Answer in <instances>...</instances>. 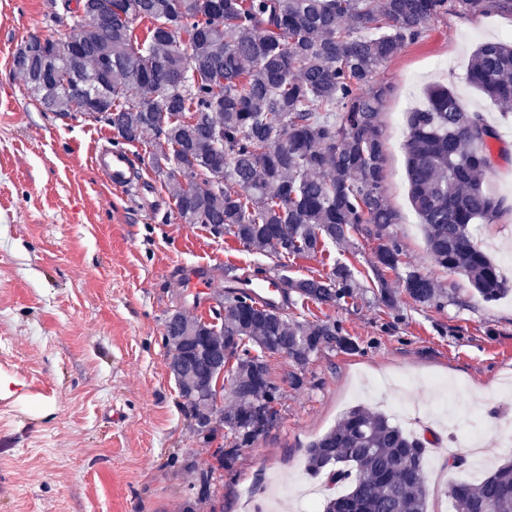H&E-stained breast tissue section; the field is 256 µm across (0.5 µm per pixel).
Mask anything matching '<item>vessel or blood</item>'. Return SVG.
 Listing matches in <instances>:
<instances>
[{"mask_svg": "<svg viewBox=\"0 0 512 512\" xmlns=\"http://www.w3.org/2000/svg\"><path fill=\"white\" fill-rule=\"evenodd\" d=\"M93 164L112 189L117 191H134L142 208L154 210L161 208L163 197L149 182L135 176V160L130 152L124 149H104L95 154Z\"/></svg>", "mask_w": 512, "mask_h": 512, "instance_id": "vessel-or-blood-1", "label": "vessel or blood"}]
</instances>
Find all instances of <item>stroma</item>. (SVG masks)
Returning <instances> with one entry per match:
<instances>
[{
    "instance_id": "obj_1",
    "label": "stroma",
    "mask_w": 512,
    "mask_h": 512,
    "mask_svg": "<svg viewBox=\"0 0 512 512\" xmlns=\"http://www.w3.org/2000/svg\"><path fill=\"white\" fill-rule=\"evenodd\" d=\"M71 34L54 19L52 0H0V512H182L198 468L212 463L225 439L191 429L167 368L165 322L176 310L209 319L229 281L258 267L275 276L280 268L233 236L183 223L174 203L142 209L94 169L96 148L113 142L111 128L57 119L29 96L12 65L29 36L64 42ZM510 38L512 12L471 13L448 0L425 36L376 73L390 88L380 123L385 194L400 215L392 232L404 264L432 276L452 300L422 309L405 298L389 310L366 293L339 307H289L292 317L339 321L358 348L318 355L299 389L290 383L288 357L268 356L282 392L280 423L239 449L195 512H241L260 483L284 505L285 484L308 479L307 446L363 403L351 382L357 370L366 378L381 369L412 377L408 393L391 387L385 398L422 397V421L439 437L462 447L481 433L482 458L453 469L454 482L480 480L483 468L512 458L488 430L489 420H512V402L498 392L499 379L512 372V292L485 302L436 264L409 202L405 131L395 125L405 78L418 97L428 85L448 86L495 126L497 170L485 188L511 202L512 105L466 81L481 42ZM374 248L362 237L352 247L330 242L317 256L289 260L287 271L316 276L341 261L367 276ZM197 272L207 280L198 300L188 286ZM434 376L446 379V395L428 385Z\"/></svg>"
}]
</instances>
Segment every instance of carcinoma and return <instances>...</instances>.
I'll return each instance as SVG.
<instances>
[{
    "mask_svg": "<svg viewBox=\"0 0 512 512\" xmlns=\"http://www.w3.org/2000/svg\"><path fill=\"white\" fill-rule=\"evenodd\" d=\"M470 12L512 11V0H460ZM448 0H60L76 34L77 56L64 44L30 38L13 57L28 92L58 117L103 121L126 143L148 142L156 173L187 224L233 236L277 258L315 257L326 243L377 242L371 293L389 310L399 295L440 308L448 292L428 274L405 268L402 290L387 270L402 264L391 227L399 215L384 191L385 143L379 114L387 88L379 66L424 34ZM149 22L142 42L135 27ZM69 76L45 92L46 66ZM467 80L489 99L512 103V41H489L471 56ZM498 139L479 112L464 110L453 90H427V104L406 116V175L427 247L443 268L465 277L486 302L509 293L497 263L477 244L475 224H493L512 206L484 189ZM284 296L335 307L360 294L346 264L324 275L277 277ZM224 348L231 404L210 402L204 380L221 366L195 351L190 337ZM168 369L189 406L194 431L207 407L219 415L229 447L197 473L201 499L237 451L279 423L281 391L266 358L293 363L291 384L323 351L357 349L335 321L295 320L245 289L224 290L218 323L180 311L165 323ZM425 440L385 414L355 407L307 448V469L346 484L323 512H428ZM454 512H512V460L477 483L449 488Z\"/></svg>",
    "mask_w": 512,
    "mask_h": 512,
    "instance_id": "cac0c4a2",
    "label": "carcinoma"
}]
</instances>
